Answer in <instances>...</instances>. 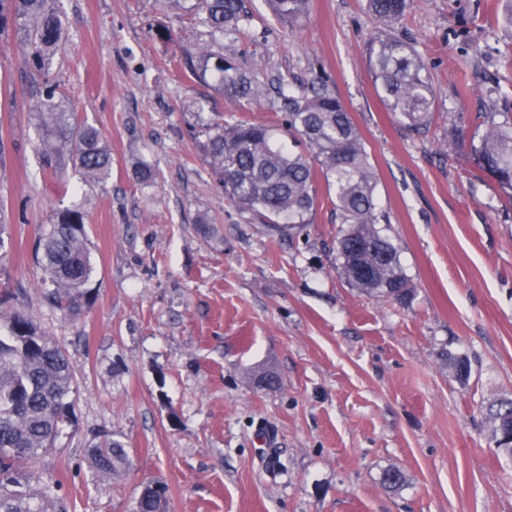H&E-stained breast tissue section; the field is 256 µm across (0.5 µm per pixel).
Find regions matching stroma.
<instances>
[{"mask_svg":"<svg viewBox=\"0 0 512 512\" xmlns=\"http://www.w3.org/2000/svg\"><path fill=\"white\" fill-rule=\"evenodd\" d=\"M506 0H413L394 30L424 60L434 121L408 134L367 73L377 29L365 0H312L277 23L265 0L224 39L259 82L323 74L374 165L384 229L413 288L409 301L358 294L343 278L327 194L289 238L236 206L203 150L204 128L269 122L266 103L225 99L190 78L184 52L206 45L160 0H58L65 38L50 77L66 111L112 153L103 183L73 162L50 167L35 111L42 86L13 24L0 28V308L27 313L65 348L74 422L38 463L70 512H133L163 482L167 512H512V460L484 411L512 398V193L472 149L481 112L512 115ZM460 130L452 145L448 134ZM146 164L158 177L139 181ZM66 209L86 215L93 293L68 319L43 297L36 238ZM466 358L467 379L443 364ZM270 369L279 386L258 385ZM125 444L101 476L94 434ZM395 467L403 486L385 487Z\"/></svg>","mask_w":512,"mask_h":512,"instance_id":"1","label":"stroma"}]
</instances>
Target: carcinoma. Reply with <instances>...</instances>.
<instances>
[{"label":"carcinoma","mask_w":512,"mask_h":512,"mask_svg":"<svg viewBox=\"0 0 512 512\" xmlns=\"http://www.w3.org/2000/svg\"><path fill=\"white\" fill-rule=\"evenodd\" d=\"M55 0H0V24L9 14L29 46V61L44 77L39 117L51 137L44 153L57 161L71 158L80 173L105 181L112 172V154L98 130L71 122L49 79L54 53L65 35ZM274 17L294 24L307 15L310 0H268ZM411 6V0H366L370 15L382 27L366 44L368 70L388 110L411 133H428L433 121L434 90L426 67L412 45L387 32ZM244 0H194L193 20L207 29L210 47L198 55L186 49L187 71L197 81L215 78V87L237 101H259L266 85L224 57V35L243 18ZM280 125L297 137L306 151L286 149L260 123L238 121L208 124L203 145L218 182L235 204L264 217L280 234L291 236L311 223L317 208V183L334 190L342 227L336 247L342 275L360 293L405 301L412 295L397 248L382 233L387 222L377 202V175L343 102L316 75L293 89L275 78ZM478 148L482 167L512 189V120L481 112ZM33 256L51 286L47 300L66 316L81 314L89 300L96 267L91 259L84 215L60 214L57 223L34 243ZM74 378L65 350L19 311L0 313V512H67L50 496L53 476L36 469L54 447L74 404ZM485 424L496 452L512 459V399L491 403ZM88 455L100 474H114L127 464L122 441L110 432L95 435ZM167 488L148 485L135 512H166Z\"/></svg>","instance_id":"obj_1"}]
</instances>
